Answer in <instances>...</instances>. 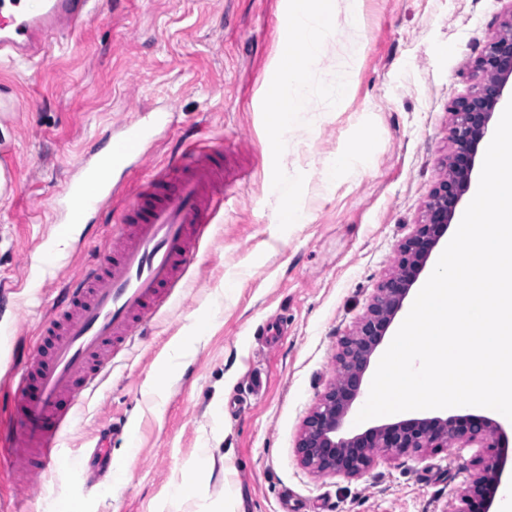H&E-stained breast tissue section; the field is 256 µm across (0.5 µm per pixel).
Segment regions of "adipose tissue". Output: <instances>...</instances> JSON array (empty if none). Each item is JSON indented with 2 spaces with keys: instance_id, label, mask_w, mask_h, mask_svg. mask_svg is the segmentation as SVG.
<instances>
[{
  "instance_id": "1",
  "label": "adipose tissue",
  "mask_w": 512,
  "mask_h": 512,
  "mask_svg": "<svg viewBox=\"0 0 512 512\" xmlns=\"http://www.w3.org/2000/svg\"><path fill=\"white\" fill-rule=\"evenodd\" d=\"M327 0H287L280 48L272 62L273 79L265 94L276 108L269 114L271 140L286 141L306 93L308 74L322 61L325 38L332 33V23L323 6ZM301 33L304 44L294 52L292 36Z\"/></svg>"
}]
</instances>
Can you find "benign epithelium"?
Segmentation results:
<instances>
[{"label":"benign epithelium","instance_id":"7a95c632","mask_svg":"<svg viewBox=\"0 0 512 512\" xmlns=\"http://www.w3.org/2000/svg\"><path fill=\"white\" fill-rule=\"evenodd\" d=\"M475 67L482 74L480 86L451 108L456 116L453 134L457 143L450 163L453 176L435 189L424 222L417 225L402 245L398 272L381 285L380 295L356 331L342 339L337 354L339 379L326 389L304 421L297 453L301 464L316 474L357 476L370 467L377 448L405 453L441 448L448 442L462 445L486 442L490 448L497 445L499 425L470 416L402 420L351 437L339 435L361 393L372 356L470 186L477 145L487 134L512 78V20L507 23L506 33L485 46ZM501 470L502 462L498 458L486 463L469 490L460 497L461 505L451 512H471L470 501L474 496L482 497V512H489L501 483Z\"/></svg>","mask_w":512,"mask_h":512}]
</instances>
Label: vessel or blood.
Returning <instances> with one entry per match:
<instances>
[{
  "label": "vessel or blood",
  "instance_id": "obj_1",
  "mask_svg": "<svg viewBox=\"0 0 512 512\" xmlns=\"http://www.w3.org/2000/svg\"><path fill=\"white\" fill-rule=\"evenodd\" d=\"M98 0H0V57L29 61L49 38L81 26ZM174 118L163 110L135 116L111 136L103 154H90L68 178L55 205L58 223L72 227L91 217L120 190L119 174L142 163L159 130ZM224 153L199 147L168 160L140 186L113 219L103 261L66 282L42 325L43 349L13 375V421L0 437L16 498L49 477L64 434L75 425L84 393L179 287L199 244L223 205Z\"/></svg>",
  "mask_w": 512,
  "mask_h": 512
}]
</instances>
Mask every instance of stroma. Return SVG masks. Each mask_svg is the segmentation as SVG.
<instances>
[{
  "label": "stroma",
  "instance_id": "35a3bbf8",
  "mask_svg": "<svg viewBox=\"0 0 512 512\" xmlns=\"http://www.w3.org/2000/svg\"><path fill=\"white\" fill-rule=\"evenodd\" d=\"M335 26L307 81L287 142L266 131L264 87L283 29V0H100L79 29L50 37L32 62L0 58V282L39 280L0 305L15 322L19 353L41 347L39 330L64 282L100 260L112 213L133 201L147 170L192 146L223 149L230 182L185 278L122 363L87 394L66 438L71 455L112 438L111 469L59 466L38 481L24 512H204L225 490L234 512H451L493 456L481 444L375 452L358 476L314 474L297 456L303 421L337 376L336 355L398 271L400 249L425 219L457 149L451 106L480 83L475 62L512 15V0H332ZM343 84L341 99L329 89ZM176 112L143 166L129 171L110 209L71 232L53 263L50 205L90 149L138 112ZM359 170L325 185L339 154ZM297 184L301 224L278 221L269 191ZM203 331L182 374L161 380L174 342ZM137 451H130L129 441ZM214 464L204 494L174 499L198 449Z\"/></svg>",
  "mask_w": 512,
  "mask_h": 512
}]
</instances>
